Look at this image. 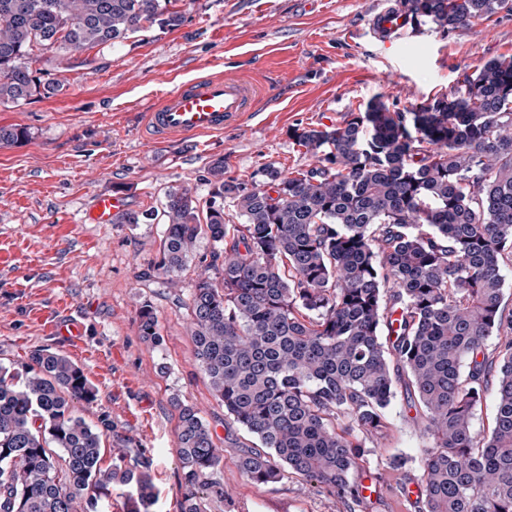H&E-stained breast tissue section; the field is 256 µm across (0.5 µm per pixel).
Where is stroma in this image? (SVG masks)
<instances>
[{"instance_id":"35a3bbf8","label":"stroma","mask_w":512,"mask_h":512,"mask_svg":"<svg viewBox=\"0 0 512 512\" xmlns=\"http://www.w3.org/2000/svg\"><path fill=\"white\" fill-rule=\"evenodd\" d=\"M390 0H176L185 15L173 31L156 29L104 50L102 68L61 73V91L20 106L0 105V126L26 128V140L0 144V363L28 361L41 349L78 364L98 391L79 405L89 424L108 415L133 439L153 476V512H179L184 489L176 454V401L194 404L221 450L224 498L208 512H344L336 498L289 475L256 485L241 475V448L254 446L224 414L193 355L186 312L195 270L177 292L159 284L155 265L162 219L142 224H87L102 192H123L130 210H161L168 187L193 188L206 200L209 163L224 160L228 178L272 163L306 164L293 129L336 124L380 96L399 111L448 93L463 71L512 55V12L444 33L427 27L385 44L372 20ZM232 72L267 82L259 115L221 134L143 139L144 112L166 82L190 74ZM155 307L161 346L141 339L136 313ZM76 320L83 336H57L56 321ZM390 430L369 456L381 495L364 512H414L401 490L421 474L426 441L420 420L393 402ZM407 457L391 469L393 456Z\"/></svg>"}]
</instances>
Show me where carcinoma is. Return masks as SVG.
Returning a JSON list of instances; mask_svg holds the SVG:
<instances>
[{"label":"carcinoma","instance_id":"cac0c4a2","mask_svg":"<svg viewBox=\"0 0 512 512\" xmlns=\"http://www.w3.org/2000/svg\"><path fill=\"white\" fill-rule=\"evenodd\" d=\"M171 0H0V105L53 97L58 74L96 67L87 51L185 16ZM512 0H395L401 28L467 27ZM44 67L34 69L32 62ZM311 163L263 180L207 167L205 204L165 192L156 265L176 288L197 267L188 302L194 356L224 412L256 437L239 469L257 485L304 477L355 512L377 491L367 442L387 435L398 396L423 419L415 512H512V57L463 71L448 94L406 112L374 97L340 123L297 128ZM211 243L196 252L201 239ZM141 338L162 344L144 301ZM497 338L496 357L487 349ZM491 430L474 429L489 393ZM97 392L49 349L18 371L0 364V512H151L142 452L76 414ZM180 512L224 497L221 452L192 404L176 401ZM114 436L111 464L102 441Z\"/></svg>","mask_w":512,"mask_h":512}]
</instances>
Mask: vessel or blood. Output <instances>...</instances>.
<instances>
[{
	"instance_id": "obj_1",
	"label": "vessel or blood",
	"mask_w": 512,
	"mask_h": 512,
	"mask_svg": "<svg viewBox=\"0 0 512 512\" xmlns=\"http://www.w3.org/2000/svg\"><path fill=\"white\" fill-rule=\"evenodd\" d=\"M258 114V93L250 82L224 73L190 77L168 84L145 112L150 141L200 136L236 128ZM119 192L98 194L87 214L91 224H108L126 209Z\"/></svg>"
}]
</instances>
